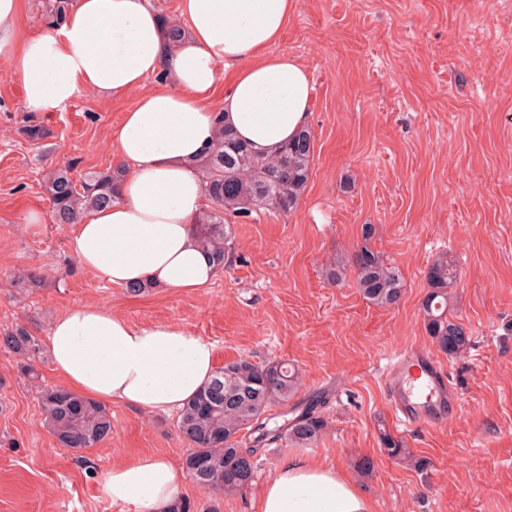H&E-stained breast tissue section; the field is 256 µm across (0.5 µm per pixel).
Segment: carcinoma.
<instances>
[{
  "label": "carcinoma",
  "instance_id": "obj_1",
  "mask_svg": "<svg viewBox=\"0 0 512 512\" xmlns=\"http://www.w3.org/2000/svg\"><path fill=\"white\" fill-rule=\"evenodd\" d=\"M216 135L197 162L207 198L212 206L197 219V237L219 270L232 250L231 225L226 218L247 219L260 207L286 213L294 208L309 180L314 155V137L305 128L272 155L259 154L216 121ZM122 177L119 167L91 172L80 180L70 167L57 168L46 180L55 221L75 224L86 213L107 207L115 200ZM355 284L368 302L396 304L403 291L401 269L384 256L362 246L352 259ZM429 288L422 303V319L437 348L450 356L465 353L471 345L469 328L448 313V289L455 286L457 272L448 255L436 257L427 268ZM42 343L24 326L0 332V351L23 360V374L36 380L32 361ZM298 374L284 361L257 363L240 358L215 370L211 381L178 416L177 428L190 448L183 467L195 484L206 492L237 493L252 484L256 449L243 448L239 434L251 427L257 442L286 439L296 444L314 441L325 427L317 412L323 404L314 397L292 407L294 417L268 427L266 413L285 405L295 392ZM38 402L45 423L60 446L74 450L94 448L112 438V413L103 404L86 399L57 385L40 384ZM383 452L407 461L404 442L381 433Z\"/></svg>",
  "mask_w": 512,
  "mask_h": 512
}]
</instances>
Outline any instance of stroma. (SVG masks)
<instances>
[{
    "mask_svg": "<svg viewBox=\"0 0 512 512\" xmlns=\"http://www.w3.org/2000/svg\"><path fill=\"white\" fill-rule=\"evenodd\" d=\"M277 48L312 78L309 181L293 211L236 221L233 262L194 294L100 281L73 257V227L56 223L46 193L50 170L67 165L78 179L116 166L107 142L137 92L35 112L0 58V330L44 339L72 304L103 303L136 326L185 325L213 344L216 365L298 369L294 399L322 395V433L259 448L244 492L187 482L180 497L194 512H259L262 483L294 455L341 471L372 512H512V0H295ZM31 125L41 140L27 138ZM32 210L41 223L27 224ZM364 245L400 267L397 304L373 305L356 287ZM444 252L457 269L449 311L472 336L457 357L438 351L421 318L425 271ZM332 268L342 280L327 279ZM28 274L37 287L20 284ZM412 343L434 353L458 397L425 429L399 425L386 392L389 358ZM111 411L110 440L61 447L40 422L35 382L0 351V512H133L100 493L114 460L179 464L188 443L175 417ZM384 431L411 462L383 453ZM365 458L372 473L357 470Z\"/></svg>",
    "mask_w": 512,
    "mask_h": 512,
    "instance_id": "obj_1",
    "label": "stroma"
}]
</instances>
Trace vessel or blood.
<instances>
[{
  "instance_id": "b4317fda",
  "label": "vessel or blood",
  "mask_w": 512,
  "mask_h": 512,
  "mask_svg": "<svg viewBox=\"0 0 512 512\" xmlns=\"http://www.w3.org/2000/svg\"><path fill=\"white\" fill-rule=\"evenodd\" d=\"M395 416L404 425L433 424L443 410L456 406L454 392L441 367L418 346L399 352L386 376Z\"/></svg>"
}]
</instances>
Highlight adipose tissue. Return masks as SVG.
<instances>
[{"mask_svg": "<svg viewBox=\"0 0 512 512\" xmlns=\"http://www.w3.org/2000/svg\"><path fill=\"white\" fill-rule=\"evenodd\" d=\"M294 0H181L185 34L170 42L150 0H73L60 25L28 33L21 0H0V56L27 105L57 112L79 94L109 100L138 91L110 136L124 168L112 205L73 230L77 262L105 283L196 293L216 274L197 242L206 204L196 163L216 117L254 151L269 153L307 126V69L277 51ZM232 71L215 105L219 68ZM152 76L160 83L143 92ZM47 345L64 388L100 403L174 414L214 375V347L178 323L135 326L109 308L76 303L52 323ZM181 466L139 455L112 466L101 495L134 512H176ZM259 512H370L341 472L291 456L266 479Z\"/></svg>", "mask_w": 512, "mask_h": 512, "instance_id": "1", "label": "adipose tissue"}]
</instances>
